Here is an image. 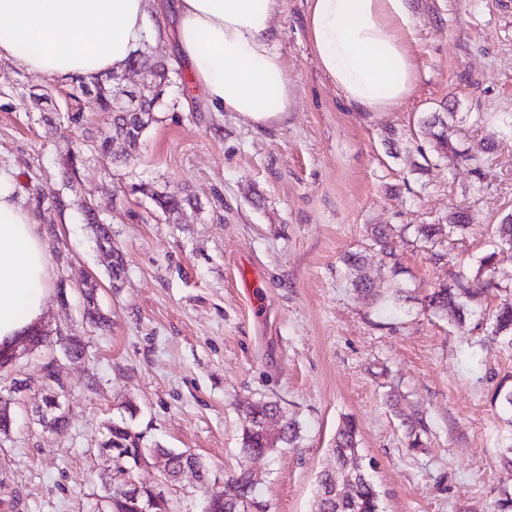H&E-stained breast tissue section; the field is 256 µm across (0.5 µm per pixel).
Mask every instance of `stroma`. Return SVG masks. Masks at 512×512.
Instances as JSON below:
<instances>
[{"label":"stroma","instance_id":"1","mask_svg":"<svg viewBox=\"0 0 512 512\" xmlns=\"http://www.w3.org/2000/svg\"><path fill=\"white\" fill-rule=\"evenodd\" d=\"M419 78L389 112L345 104L320 69L305 18L308 0H281L277 50L296 86L288 116L257 128L234 112L211 111L170 38L172 12L152 16L161 35L149 53L186 74L164 89L159 120L137 158L104 165L88 156L75 188L56 174L57 154L80 131L46 116L33 85L69 91L0 58V171L34 223L48 229L53 272L43 324L82 334L85 358H60L67 426L46 432L31 410L43 372L38 358L15 366L30 393L14 403V430L0 437V474L19 493L0 512H90L104 493L103 425L136 404L149 440L203 456L225 478L240 463L262 475L272 512H312L319 473L344 418L384 512H512V340H491L490 323L424 313L430 289L462 273L486 289L482 258L497 252L496 226L512 213V0H412ZM451 115L452 141L470 160L440 157L429 133ZM182 185L196 199L180 223L126 197L117 182ZM48 191L38 202L35 189ZM92 197L112 219L126 256L109 285L78 213L53 196ZM467 212L449 259L434 262L414 225L444 224ZM404 231L400 262L407 296L393 300L386 270L371 263L377 295L354 291L342 257L369 251L371 225ZM101 285L106 331L83 324L81 273ZM67 304H60L59 290ZM278 400L299 421L297 447L243 460L244 403ZM425 419L422 447L408 448L401 420Z\"/></svg>","mask_w":512,"mask_h":512}]
</instances>
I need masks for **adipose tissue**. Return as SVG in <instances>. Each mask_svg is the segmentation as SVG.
<instances>
[{
  "instance_id": "adipose-tissue-1",
  "label": "adipose tissue",
  "mask_w": 512,
  "mask_h": 512,
  "mask_svg": "<svg viewBox=\"0 0 512 512\" xmlns=\"http://www.w3.org/2000/svg\"><path fill=\"white\" fill-rule=\"evenodd\" d=\"M280 0H178L174 37L217 112L267 126L296 89L277 52ZM152 0H0V57L42 77L89 79L123 69L150 33ZM308 37L322 71L350 106L387 112L410 97L411 0H309ZM52 260L44 231L0 173V346L39 325Z\"/></svg>"
}]
</instances>
